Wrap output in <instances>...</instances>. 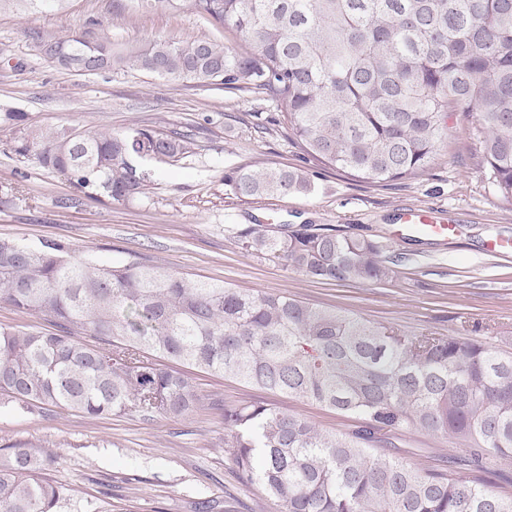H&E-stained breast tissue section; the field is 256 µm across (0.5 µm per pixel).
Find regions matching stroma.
<instances>
[{
    "instance_id": "stroma-1",
    "label": "stroma",
    "mask_w": 512,
    "mask_h": 512,
    "mask_svg": "<svg viewBox=\"0 0 512 512\" xmlns=\"http://www.w3.org/2000/svg\"><path fill=\"white\" fill-rule=\"evenodd\" d=\"M93 31L114 42L217 37L190 7L121 14L117 0H65L50 12L0 11V117L21 112L46 131L75 127L177 130L194 135L196 154L175 164L141 160L154 171L147 196L123 203L93 199L62 175L0 144V239L28 246L59 241L70 255L104 263L149 261L193 279L224 281L250 292L285 291L412 335L431 331L494 344L512 343V201L498 195L473 156L474 114L448 115V143L415 179L373 183L306 161L282 114L256 96L140 72L84 75L43 57L36 37ZM297 167L313 172L314 190L254 200L237 198L225 178L240 168ZM409 209L434 211L454 232L446 238L395 237ZM228 224H310L378 241L399 256L395 280L318 282L248 255L229 240ZM199 407L187 418L135 414L91 419L55 407H0V457L33 442L52 456L49 477L112 512H193L222 502L224 512H285L243 479L224 447L215 399L266 401L326 431L355 422L328 408L272 395L227 378L195 377ZM399 458L427 470H453L464 444L442 434L395 432Z\"/></svg>"
}]
</instances>
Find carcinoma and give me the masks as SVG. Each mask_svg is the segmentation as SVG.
Here are the masks:
<instances>
[{
	"label": "carcinoma",
	"instance_id": "obj_1",
	"mask_svg": "<svg viewBox=\"0 0 512 512\" xmlns=\"http://www.w3.org/2000/svg\"><path fill=\"white\" fill-rule=\"evenodd\" d=\"M28 2L50 11L64 0ZM136 12L182 0H126ZM215 39L125 46L104 34L44 39L41 53L78 72L140 71L272 102L313 161L369 182L421 176L448 140V113L476 111L479 166L512 199V0H191ZM8 112L0 133L20 156L88 197L147 195L137 158L179 162L198 149L162 129L42 132ZM239 198L306 196L309 172L240 169ZM248 254L326 282L397 276L379 242L302 224H230ZM0 306L54 332L0 326V404L57 406L90 418L188 417L199 404L177 369L229 375L362 421L322 431L267 402H213L238 470L286 512H512V497L476 477L422 470L373 444L395 429L468 445L464 465L512 460V351L434 332L403 335L286 292L251 293L133 260L70 259L60 242L0 239ZM53 459L24 443L0 462V512H58L75 490L45 477Z\"/></svg>",
	"mask_w": 512,
	"mask_h": 512
}]
</instances>
